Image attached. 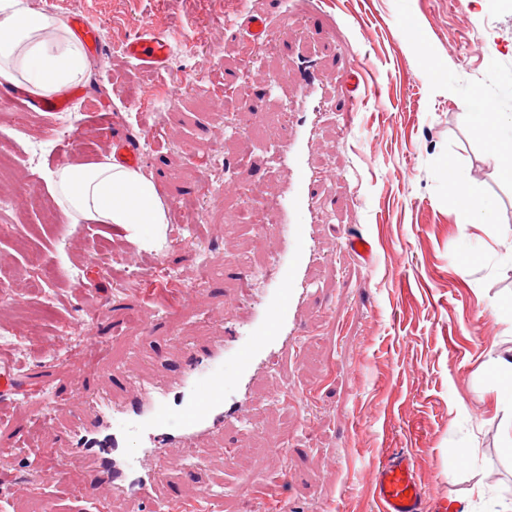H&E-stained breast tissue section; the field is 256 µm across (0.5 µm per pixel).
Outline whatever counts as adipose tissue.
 Wrapping results in <instances>:
<instances>
[{
	"label": "adipose tissue",
	"mask_w": 512,
	"mask_h": 512,
	"mask_svg": "<svg viewBox=\"0 0 512 512\" xmlns=\"http://www.w3.org/2000/svg\"><path fill=\"white\" fill-rule=\"evenodd\" d=\"M87 57L58 16L25 0H0V86L50 96L86 81ZM47 188L71 223L110 224L138 249L158 250L167 235V207L140 169L102 155L51 172Z\"/></svg>",
	"instance_id": "1"
}]
</instances>
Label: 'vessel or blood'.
Segmentation results:
<instances>
[{
    "mask_svg": "<svg viewBox=\"0 0 512 512\" xmlns=\"http://www.w3.org/2000/svg\"><path fill=\"white\" fill-rule=\"evenodd\" d=\"M75 38L88 49L101 44L100 29L82 16L71 22ZM170 45L163 34L144 28L127 45V59L139 68L160 69ZM343 114L345 130L353 128L352 108L360 95L363 68L349 65ZM279 162L288 171L287 189L269 201L256 198L253 209L271 208L275 222L269 231L279 249L261 269L260 300L221 301L222 336L191 346L171 373L135 378L117 366L108 374L123 396L91 388V374L74 378L47 391L26 381L14 364L0 359V400L13 412L28 411L35 401L45 406L43 423H50L62 407L83 398L95 404L93 418L57 435L53 447H42L33 430L20 432L16 447L0 448V461H10L17 449L28 452L33 467L74 496L106 500L108 493L124 494L132 512L154 506L162 512L167 499L158 489L162 472L158 461L170 448H194L210 442L226 426L245 423L253 408L252 388L257 375L275 365L296 347L300 313L310 288L308 272L316 259L313 212L316 190L306 158V140L299 128L279 138ZM86 473L76 480V469ZM376 512H422L425 487L412 454L384 457L367 475Z\"/></svg>",
    "mask_w": 512,
    "mask_h": 512,
    "instance_id": "obj_1",
    "label": "vessel or blood"
}]
</instances>
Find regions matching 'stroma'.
Wrapping results in <instances>:
<instances>
[{"instance_id": "stroma-1", "label": "stroma", "mask_w": 512, "mask_h": 512, "mask_svg": "<svg viewBox=\"0 0 512 512\" xmlns=\"http://www.w3.org/2000/svg\"><path fill=\"white\" fill-rule=\"evenodd\" d=\"M63 20L81 14L101 30L89 77L64 113L32 112L0 87V354L54 390L73 372L58 350L90 353L103 367L162 374L185 344L216 335L208 314L239 285L225 262L262 269L273 244L242 203L272 197L284 173L273 149L295 109L286 87L296 52L317 60L324 98L310 163L320 178L318 261L296 353L254 384L248 425L225 430L223 452L176 449L160 464L174 512H372L365 474L397 448L436 500L503 512L512 502V181L486 153L466 102L480 92L512 113V13L496 0H43ZM267 15L272 39L248 48L246 21ZM164 32L161 72L125 68L123 51L144 27ZM365 63L352 135L342 132L338 56ZM280 77L282 90L269 89ZM247 87L252 107L239 106ZM81 131L80 154H104L113 133L136 138L139 167L168 209L160 260L180 284L153 294L125 264L133 244L107 224L57 213L45 178L59 167V120ZM250 155H242V144ZM208 163H201V155ZM495 204L463 226L449 170ZM230 182L200 193L201 179ZM373 234L363 261L348 234ZM56 271L31 290L32 260ZM154 309L153 328L143 313ZM105 310L112 341L89 349L81 324ZM289 393L276 396V379ZM483 497H470L473 485ZM100 512L42 482L25 455L0 465V512Z\"/></svg>"}]
</instances>
